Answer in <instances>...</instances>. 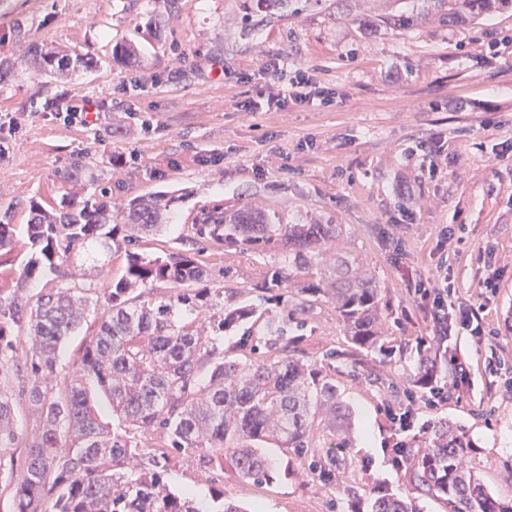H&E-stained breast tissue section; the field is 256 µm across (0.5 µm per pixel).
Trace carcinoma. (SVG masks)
<instances>
[{
	"instance_id": "carcinoma-1",
	"label": "carcinoma",
	"mask_w": 512,
	"mask_h": 512,
	"mask_svg": "<svg viewBox=\"0 0 512 512\" xmlns=\"http://www.w3.org/2000/svg\"><path fill=\"white\" fill-rule=\"evenodd\" d=\"M432 2L444 9L448 27L512 7V0ZM422 20L419 13L400 12L392 24L408 32ZM21 62L60 78L96 66L92 57H72L36 41L26 45ZM174 200L167 194L141 196L128 204L119 224L104 195L64 200L58 213L31 207V255L15 277L16 288H0V380L25 373L18 392L0 387V467L14 468L13 450L24 447L12 512H249L224 502V459L242 478L262 486L276 473L265 448L284 450L295 469L360 499L342 481L354 464L353 411L339 393L336 367L308 360L292 330L306 327L318 304L330 301L352 348L392 355L393 346L377 331V283L341 260L330 280L289 288L293 273L308 269L335 237V224H270L259 212L240 210L195 225L199 237L220 244L277 237L288 249V266L271 272L266 286L272 292L268 300L285 313L269 311L260 319L256 307L236 302L238 289L200 287L208 271L195 256L131 250L163 227ZM118 241L125 252L123 274L108 286L107 309L83 346L78 370L59 380V348L80 332L97 302L75 284L34 294L29 284L74 256L110 254ZM15 242L16 225L0 223V258ZM160 283L172 285L173 294L145 298ZM217 305L223 314L212 334L193 329L191 316ZM243 325L246 334L230 357L224 331ZM423 340L415 341L416 365L408 381L427 389L453 365L448 337ZM89 381L107 396L116 424L106 423L90 403ZM19 398L35 414L36 429L27 435L15 420ZM389 453L412 489L441 499L448 512H512V497L493 494L483 482L476 443L445 419L428 423ZM178 456L209 472L216 510L204 508L191 493L170 489L166 474ZM367 502V512H418L414 499L385 488L371 492Z\"/></svg>"
}]
</instances>
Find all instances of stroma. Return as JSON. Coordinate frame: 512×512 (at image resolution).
Returning a JSON list of instances; mask_svg holds the SVG:
<instances>
[{"label":"stroma","instance_id":"stroma-1","mask_svg":"<svg viewBox=\"0 0 512 512\" xmlns=\"http://www.w3.org/2000/svg\"><path fill=\"white\" fill-rule=\"evenodd\" d=\"M414 8L412 32L390 18ZM95 57L66 78L18 64L20 39ZM141 49L138 64L114 58L115 44ZM311 70L335 105L289 102L241 107L268 58ZM15 68L0 87V222L25 225L31 205L59 207L107 190L113 215L132 199L178 194L166 228L143 245L158 255L188 252L210 273L257 301L268 270L287 265L280 242L219 244L197 237L215 209L262 212L272 224H334L338 230L299 281L330 276L337 259L381 287V330L399 347L433 327L414 297L416 280L448 273V311L483 305L500 335L496 348L451 330L470 366V385L447 401L407 402L410 360L348 355L334 304L318 308L302 347L335 361L340 391L355 411L347 482L412 495L387 450L427 422L465 426L494 493L512 496V11L445 26L431 0H319L305 11L252 13L249 0H5L0 60ZM152 85L142 94L141 84ZM97 105L89 124L65 122L55 102ZM438 141L439 151L419 150ZM94 181L74 186L66 172ZM457 230L443 240L448 225ZM123 253L77 267L79 282L106 300ZM496 283L486 290L485 280ZM179 492L212 507L208 475L188 458L166 475ZM224 498L260 512H351L342 492L302 474L256 486L224 471Z\"/></svg>","mask_w":512,"mask_h":512}]
</instances>
